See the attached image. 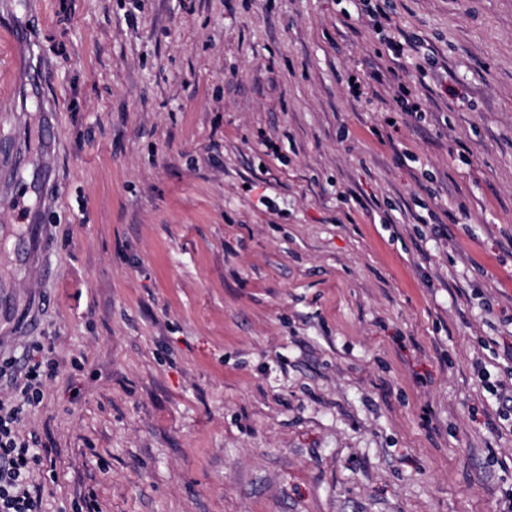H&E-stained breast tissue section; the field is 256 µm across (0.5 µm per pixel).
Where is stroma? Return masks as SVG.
Listing matches in <instances>:
<instances>
[{
	"mask_svg": "<svg viewBox=\"0 0 512 512\" xmlns=\"http://www.w3.org/2000/svg\"><path fill=\"white\" fill-rule=\"evenodd\" d=\"M2 140L42 512H512V0H0Z\"/></svg>",
	"mask_w": 512,
	"mask_h": 512,
	"instance_id": "obj_1",
	"label": "stroma"
}]
</instances>
